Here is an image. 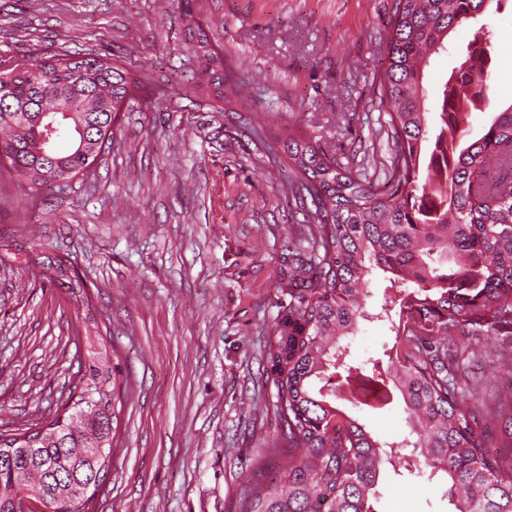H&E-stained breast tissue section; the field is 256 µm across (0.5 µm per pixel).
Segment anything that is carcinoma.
<instances>
[{
    "label": "carcinoma",
    "mask_w": 512,
    "mask_h": 512,
    "mask_svg": "<svg viewBox=\"0 0 512 512\" xmlns=\"http://www.w3.org/2000/svg\"><path fill=\"white\" fill-rule=\"evenodd\" d=\"M486 0H393L384 34L379 107L388 116L392 162L372 183L318 143H286L294 197L308 198L317 225L312 250L292 268L273 340L265 345L267 381L279 418L276 442L251 460L254 479L237 512H373L380 474L390 469L448 478L454 512H512V388L487 401L469 382L471 339L494 335L512 355V105L466 142L465 118L481 110L493 81V34H479L442 90L434 129L422 82L429 57L457 26L484 12ZM204 67L193 88L224 99V56L200 25L189 28ZM38 65L0 71V157L9 173L34 186L87 174L93 159L56 149L57 167L33 151L35 119L67 100L76 117L107 126L112 108L136 82L108 58L51 55ZM391 274L384 303L367 311L373 269ZM368 318L389 324L394 342L360 368L343 340ZM117 371L93 351L68 401L43 426L0 433V512L27 498L61 512H87L71 477L108 472L118 422ZM411 433L381 441L336 405L383 409L394 393ZM278 460L265 476V459Z\"/></svg>",
    "instance_id": "carcinoma-1"
}]
</instances>
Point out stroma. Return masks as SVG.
I'll use <instances>...</instances> for the list:
<instances>
[{
  "label": "stroma",
  "mask_w": 512,
  "mask_h": 512,
  "mask_svg": "<svg viewBox=\"0 0 512 512\" xmlns=\"http://www.w3.org/2000/svg\"><path fill=\"white\" fill-rule=\"evenodd\" d=\"M393 0H0V70L51 54L116 59L142 84L103 159L64 187L0 167V431L61 408L90 347L105 343L120 399L112 469L90 512H235L243 460L278 432L262 351L289 281L290 251L315 225L288 194L284 143L311 139L367 179L391 156L373 107ZM208 32L235 81L196 93ZM496 53L478 138L512 103V0L457 26L425 71L439 105L455 56L479 26ZM65 263L81 288L60 287ZM391 340L362 321L347 343L367 365ZM472 369L497 385L512 357L481 338ZM358 417L378 438L409 431L401 399ZM375 512H452L445 478L386 473Z\"/></svg>",
  "instance_id": "1"
}]
</instances>
